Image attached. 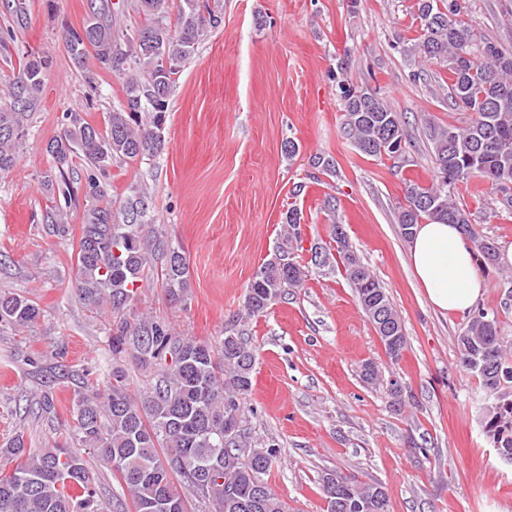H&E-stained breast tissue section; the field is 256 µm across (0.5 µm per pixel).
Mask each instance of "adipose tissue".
<instances>
[{
	"label": "adipose tissue",
	"instance_id": "1",
	"mask_svg": "<svg viewBox=\"0 0 512 512\" xmlns=\"http://www.w3.org/2000/svg\"><path fill=\"white\" fill-rule=\"evenodd\" d=\"M409 260L429 304L439 311L469 312L487 287L476 272L474 248L456 225H414Z\"/></svg>",
	"mask_w": 512,
	"mask_h": 512
}]
</instances>
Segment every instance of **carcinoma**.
Returning a JSON list of instances; mask_svg holds the SVG:
<instances>
[{"label": "carcinoma", "mask_w": 512, "mask_h": 512, "mask_svg": "<svg viewBox=\"0 0 512 512\" xmlns=\"http://www.w3.org/2000/svg\"><path fill=\"white\" fill-rule=\"evenodd\" d=\"M88 2L95 7L88 8L81 30L65 34L67 50L80 67L91 58L99 68L122 77L124 100L112 106L102 130L80 112L65 114L60 132L48 141L61 150L52 156L53 169L44 183L67 199L84 193L73 291L90 311L107 308L119 317L108 336L112 366L101 390L94 389L95 370L60 373L53 366L31 411L53 414L52 386L69 380L75 422L67 436L78 440L79 447L56 442L32 454L18 440L11 448H0V458L13 463L11 470H0V512H108L90 475L88 455L124 483L135 512H189L192 498L211 504L214 512H290L269 483L275 446H251L244 424L256 360L246 332L213 345L179 335L164 320L134 313L137 285L152 270L160 271L172 301H186L189 265L152 210L141 218L133 216L136 207L151 201L144 182L131 185L116 205L106 199L107 188L97 177L115 163L147 164L163 152L169 98L180 73L223 17L204 12L198 0ZM174 7L173 26L169 15ZM463 9V0H418L420 35L412 53L448 67L452 102L472 118L465 127H430L432 182L406 185L407 204L399 208L397 223L407 238L426 219L457 224L483 259L493 262V242L458 206L455 189L475 175L496 189L512 185V51L477 37L459 19ZM130 11L144 16L145 23L123 27ZM0 16L7 21L0 30V48L6 51L16 31L28 23L29 0H0ZM334 81L343 105V134L368 156H401L404 134L397 113L379 96L354 85L345 69H338ZM43 87L44 61L31 53L18 59L3 89L5 103H0V174L15 163L27 123L40 110ZM76 158L87 170L81 189L70 178ZM309 165L322 175H336L331 155L316 154ZM301 219L295 207L282 213L276 246L246 289L248 316H262L284 295L303 287L307 271L298 261ZM47 221L60 239L71 235L63 212H47ZM337 228L331 224L334 245L312 246L310 261L320 267L342 266L364 313L379 305L400 336L393 350L396 360L406 347L401 319L350 241L337 239ZM41 316L40 306L26 295L0 292V335L28 331ZM458 350L466 370L493 399L487 433L499 448L511 451L512 358L505 352L497 317L483 309L473 312L458 336ZM128 362L154 373V382L137 397L129 389ZM360 376L369 385H382V374L371 362L362 364ZM322 492L326 512H389V500L378 484L355 481L338 487L336 476L329 474L322 479Z\"/></svg>", "instance_id": "cac0c4a2"}]
</instances>
